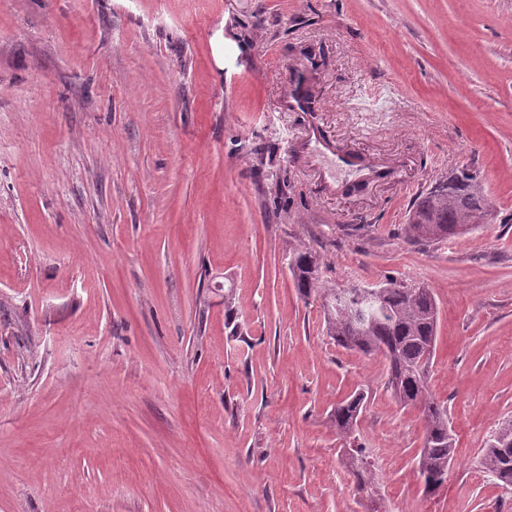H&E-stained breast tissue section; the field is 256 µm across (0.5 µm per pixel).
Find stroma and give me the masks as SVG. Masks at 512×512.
<instances>
[{"instance_id":"1","label":"stroma","mask_w":512,"mask_h":512,"mask_svg":"<svg viewBox=\"0 0 512 512\" xmlns=\"http://www.w3.org/2000/svg\"><path fill=\"white\" fill-rule=\"evenodd\" d=\"M456 166L490 224L411 241ZM300 246L432 290L435 495ZM360 390L384 512H512L479 465L512 418V0H0V512H364L330 418Z\"/></svg>"}]
</instances>
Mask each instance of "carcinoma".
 <instances>
[{
  "label": "carcinoma",
  "mask_w": 512,
  "mask_h": 512,
  "mask_svg": "<svg viewBox=\"0 0 512 512\" xmlns=\"http://www.w3.org/2000/svg\"><path fill=\"white\" fill-rule=\"evenodd\" d=\"M491 205L477 173L457 168L442 176L414 201L408 214V236L414 240L454 239L487 223ZM288 270L298 294L320 297L335 304L324 314L326 329L336 344L365 355L378 354L382 344L392 345L384 355L387 382H398L392 390L403 406L419 409L425 432L417 459V479L423 492L433 494L448 479L454 456V439L448 426V409L429 391L428 378L436 350L438 305L423 285L389 279L380 293L361 288H328L324 285L318 257L309 249L289 254ZM368 395L357 391L336 405L331 414L337 433L351 438ZM345 463L357 490L373 498L375 478L367 469L364 448L343 449ZM482 469L505 487H512V424L497 429L481 450Z\"/></svg>",
  "instance_id": "obj_1"
}]
</instances>
